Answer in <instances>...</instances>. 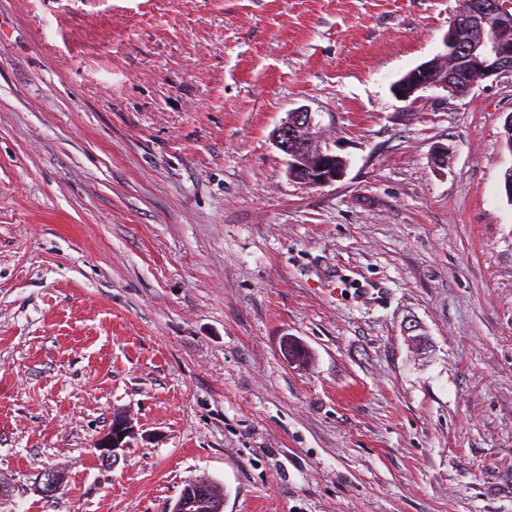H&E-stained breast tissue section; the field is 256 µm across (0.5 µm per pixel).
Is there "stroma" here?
<instances>
[{
    "instance_id": "stroma-1",
    "label": "stroma",
    "mask_w": 512,
    "mask_h": 512,
    "mask_svg": "<svg viewBox=\"0 0 512 512\" xmlns=\"http://www.w3.org/2000/svg\"><path fill=\"white\" fill-rule=\"evenodd\" d=\"M458 6L0 0V512H512V74L393 92ZM273 140L288 156V175L292 179L322 186L337 181L345 172V160L318 144L314 118L304 106L288 112L275 128ZM289 144L294 146L289 148ZM134 437L135 428L131 420L123 415H115L110 430L95 442L98 459L106 465L115 463L119 457L118 451L127 448ZM195 481L206 482V487L208 488V499L202 502H199L197 506L190 508L194 504V499L186 498L181 500V502L174 505L172 508V512H188L190 508V512H211L209 511L214 507V504L220 501L224 502V494L221 492L220 487L206 477H202L200 479H195Z\"/></svg>"
}]
</instances>
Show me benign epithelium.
<instances>
[{
  "instance_id": "1",
  "label": "benign epithelium",
  "mask_w": 512,
  "mask_h": 512,
  "mask_svg": "<svg viewBox=\"0 0 512 512\" xmlns=\"http://www.w3.org/2000/svg\"><path fill=\"white\" fill-rule=\"evenodd\" d=\"M444 43L445 54L419 65L394 84L393 89L401 93L399 100L410 101L417 92L432 87L461 95L481 80L512 74V0H461ZM273 140L288 156V175L295 180L322 186L345 172V160L318 144L314 118L303 106L287 114L275 128ZM134 437L131 420L114 416L110 430L95 442L98 459L107 465L115 463L119 451ZM61 482V468L50 467L36 491L53 495Z\"/></svg>"
}]
</instances>
